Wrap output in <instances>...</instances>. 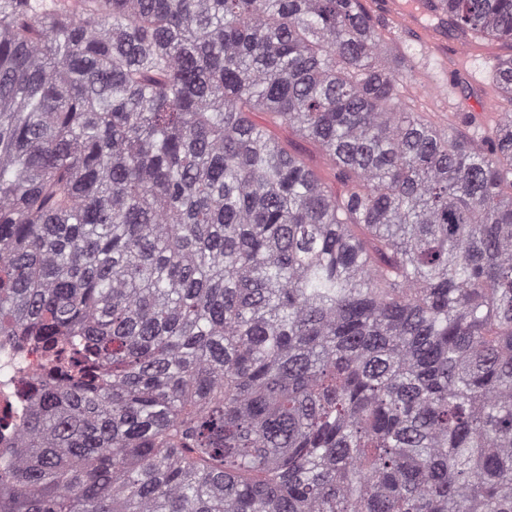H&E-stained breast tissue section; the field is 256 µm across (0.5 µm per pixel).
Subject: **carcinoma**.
I'll return each mask as SVG.
<instances>
[{
	"instance_id": "carcinoma-1",
	"label": "carcinoma",
	"mask_w": 512,
	"mask_h": 512,
	"mask_svg": "<svg viewBox=\"0 0 512 512\" xmlns=\"http://www.w3.org/2000/svg\"><path fill=\"white\" fill-rule=\"evenodd\" d=\"M407 5L512 43V0ZM385 30L0 0V337L55 363L0 512H512V57L476 140L407 111ZM273 130L284 142V145L290 153L302 158L307 164L314 168L325 181L331 180L329 166L312 143L293 132L287 133L278 128Z\"/></svg>"
}]
</instances>
